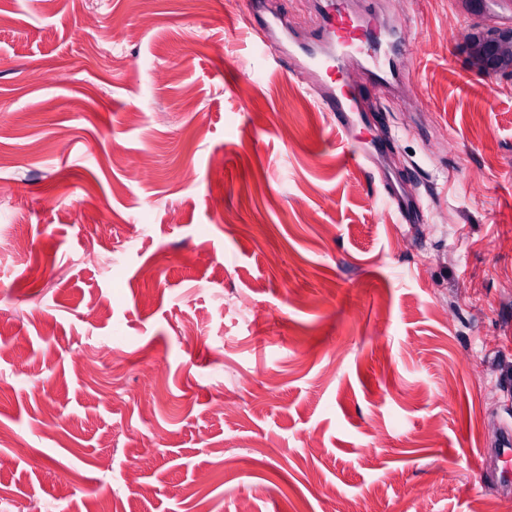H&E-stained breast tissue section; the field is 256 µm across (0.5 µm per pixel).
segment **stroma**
<instances>
[{"mask_svg": "<svg viewBox=\"0 0 512 512\" xmlns=\"http://www.w3.org/2000/svg\"><path fill=\"white\" fill-rule=\"evenodd\" d=\"M251 9L0 0V235L26 246L0 258V503L503 512L476 459L512 428V81L469 65L482 15L378 19L397 81L349 73L369 172ZM383 152L384 147L382 144L369 141L356 149H347V151H344V156L348 163L351 161L358 167L365 168L366 164L377 165ZM382 185L385 192V202L394 208L400 224H407L410 228L413 224H419L422 211L415 197H410L396 189L389 179H383Z\"/></svg>", "mask_w": 512, "mask_h": 512, "instance_id": "1", "label": "stroma"}]
</instances>
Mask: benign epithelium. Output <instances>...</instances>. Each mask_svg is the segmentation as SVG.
I'll use <instances>...</instances> for the list:
<instances>
[{
    "mask_svg": "<svg viewBox=\"0 0 512 512\" xmlns=\"http://www.w3.org/2000/svg\"><path fill=\"white\" fill-rule=\"evenodd\" d=\"M465 39L472 69L512 79V27L475 24Z\"/></svg>",
    "mask_w": 512,
    "mask_h": 512,
    "instance_id": "benign-epithelium-1",
    "label": "benign epithelium"
}]
</instances>
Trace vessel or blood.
Wrapping results in <instances>:
<instances>
[{"label": "vessel or blood", "mask_w": 512, "mask_h": 512, "mask_svg": "<svg viewBox=\"0 0 512 512\" xmlns=\"http://www.w3.org/2000/svg\"><path fill=\"white\" fill-rule=\"evenodd\" d=\"M263 19L252 26L255 42L267 52L276 54L282 63L297 73L315 95L322 111L335 119L336 130L349 134L359 113V87L351 82V69H364L366 75L380 83H392L397 77L394 52H382L381 33L372 17L356 18L326 8L319 13L316 28L309 32L292 31L290 46L275 39L273 18L268 17V0H257ZM384 152L382 144L369 141L361 147L347 149L346 161L357 166L377 164ZM386 203L393 207L400 223H419L422 211L416 198L384 182Z\"/></svg>", "instance_id": "vessel-or-blood-1"}]
</instances>
